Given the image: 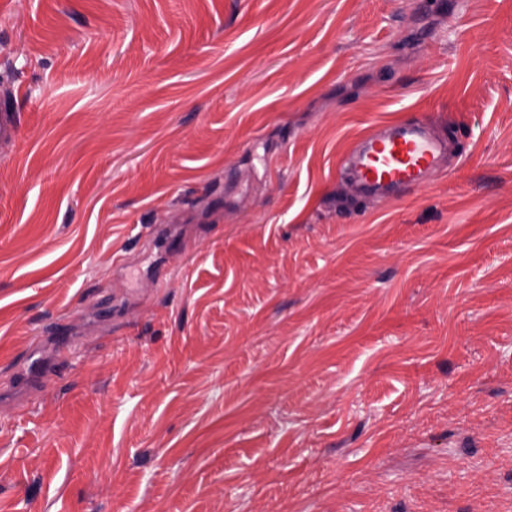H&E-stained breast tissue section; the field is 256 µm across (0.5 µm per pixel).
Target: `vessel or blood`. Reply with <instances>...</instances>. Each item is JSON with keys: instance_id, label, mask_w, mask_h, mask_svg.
<instances>
[{"instance_id": "vessel-or-blood-1", "label": "vessel or blood", "mask_w": 512, "mask_h": 512, "mask_svg": "<svg viewBox=\"0 0 512 512\" xmlns=\"http://www.w3.org/2000/svg\"><path fill=\"white\" fill-rule=\"evenodd\" d=\"M14 90L0 92V140L15 138L17 116L10 105ZM448 153V143L423 122H392L363 137L339 168L359 194L388 197L394 190L419 188Z\"/></svg>"}]
</instances>
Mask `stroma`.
Instances as JSON below:
<instances>
[{"instance_id":"obj_1","label":"stroma","mask_w":512,"mask_h":512,"mask_svg":"<svg viewBox=\"0 0 512 512\" xmlns=\"http://www.w3.org/2000/svg\"><path fill=\"white\" fill-rule=\"evenodd\" d=\"M2 82L0 512H512V0H0ZM19 93V89L3 90L1 88L0 98V140H11L15 138L18 130L17 116L8 103ZM1 99L3 103L1 104ZM448 153V142L424 122H392L363 137L345 155L338 174L361 195L386 198L419 188Z\"/></svg>"}]
</instances>
